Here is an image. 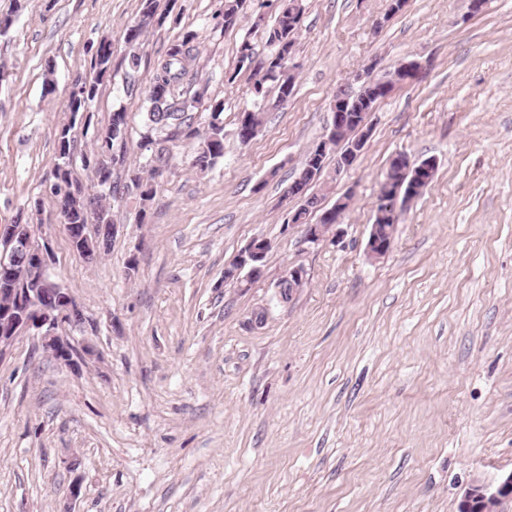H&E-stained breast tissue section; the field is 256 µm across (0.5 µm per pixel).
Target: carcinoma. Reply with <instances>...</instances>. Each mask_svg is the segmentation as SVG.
<instances>
[{
	"mask_svg": "<svg viewBox=\"0 0 512 512\" xmlns=\"http://www.w3.org/2000/svg\"><path fill=\"white\" fill-rule=\"evenodd\" d=\"M245 4L246 0H222L216 17L222 20L224 27H231L243 13ZM171 11L170 6L161 7L160 0H141L137 23L140 30L133 40L126 41L123 64L128 72L137 71L141 65V48L148 30L163 26ZM303 12L302 0H281L268 31V42L274 51L261 59L250 41L242 42L239 63L253 67L255 76L265 73L263 80L254 82L255 96L265 97V84L269 81L276 84L279 100L286 101L292 96L294 77L288 72V61L293 53L295 34L300 28ZM199 45L198 33L187 31L170 45L155 64L153 85L147 95L146 132L140 141V148L150 153L147 170L125 168L126 113H112L109 123L97 130L94 148L82 154L83 166L92 170L100 187L96 195L87 192L74 177L71 158L76 148V126L85 119L86 107L97 96L99 86L112 76L111 42H100L92 54L90 69L99 73L97 84L87 90L71 89L69 118L58 129L61 163L54 172L51 194L57 199L66 197L65 208L60 214L67 231L80 239L75 251L84 260H96L110 246L114 225L111 201L134 199L138 204V220L144 221L156 195V184L149 175V169L156 165L167 168L174 158L172 149L166 143L191 141L196 143L198 150L207 148L209 157L192 165L198 174L207 173L224 156V101L208 97L207 85L194 87L186 82L196 64ZM204 100L208 102L209 117L203 122L197 105ZM90 224L96 227L92 236L87 232ZM17 277L16 282L0 280V289L20 288L24 284L35 288L38 279L51 280L48 272H34L25 266L17 267Z\"/></svg>",
	"mask_w": 512,
	"mask_h": 512,
	"instance_id": "obj_1",
	"label": "carcinoma"
}]
</instances>
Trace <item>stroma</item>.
<instances>
[{"label": "stroma", "mask_w": 512, "mask_h": 512, "mask_svg": "<svg viewBox=\"0 0 512 512\" xmlns=\"http://www.w3.org/2000/svg\"><path fill=\"white\" fill-rule=\"evenodd\" d=\"M278 5L247 0L225 29L220 0H176L130 78L140 0H27L19 13L0 0L14 16L0 37V225H37L83 313L64 334L84 357L61 367L28 333L0 350V512H458L472 483L512 473V0L475 15L469 0H408L392 17L388 0H304L281 103L273 88L254 96L238 63L246 39L271 53L253 21ZM187 31L198 81L224 102V156L200 177L191 146L174 147L145 223L134 200L113 203L109 250L86 263L50 192L71 80L111 40L78 147L125 111L126 165L140 168L154 65ZM406 57L417 76L378 105L358 160L309 216L351 194L340 234L306 242L287 192L336 90L370 60L382 74ZM261 109L241 144L242 114ZM400 152L438 167L374 259L380 183ZM256 237L272 245L264 274L236 287L224 267ZM297 265L308 281L282 301Z\"/></svg>", "instance_id": "35a3bbf8"}]
</instances>
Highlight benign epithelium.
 I'll list each match as a JSON object with an SVG mask.
<instances>
[{"instance_id":"obj_1","label":"benign epithelium","mask_w":512,"mask_h":512,"mask_svg":"<svg viewBox=\"0 0 512 512\" xmlns=\"http://www.w3.org/2000/svg\"><path fill=\"white\" fill-rule=\"evenodd\" d=\"M375 64L366 68L361 83L353 87H343V92L336 93L332 106V123L329 129L341 133L347 128L355 129V140H336V158L333 175L341 176L348 171L357 160L363 146L369 139L373 125L370 117L376 108V102L386 98L396 86L385 75L374 73ZM329 138L317 141L311 150L307 164L301 170L299 180L312 183L317 180L321 167L323 145ZM436 158L414 160L405 153H399L389 162L394 178L385 182L384 200L386 207L377 213L383 217L390 209L398 206L399 200L410 196L427 184L436 172ZM345 199L336 201V205L324 212L328 222L325 224H309L306 226V240L310 243L319 241L331 228L341 222L345 212ZM394 227L384 224L371 225L367 242L368 253L378 258L385 255L391 246ZM15 231L9 225H0V278L12 274L13 266L9 264L12 242ZM25 247L22 252L25 259L35 266L47 269L50 255L47 248L39 243L35 235V226L26 230L21 237ZM271 243L264 238L252 239L237 256L224 267V281L238 284H249L260 277L266 263ZM307 280L306 271L301 266L288 270L286 281L278 284L280 298L288 301L294 292L302 287ZM10 302L0 306V345L10 344L18 335L29 333L39 337L41 343L52 347V356L62 366L76 369L78 361L67 340L60 335V327L64 323L76 324L82 321V313L72 296L65 288L56 289V305L50 309H39L34 305L36 298L42 294L40 288H7ZM512 494V473L498 485L480 484L472 488L462 500L464 512H493L498 500Z\"/></svg>"}]
</instances>
